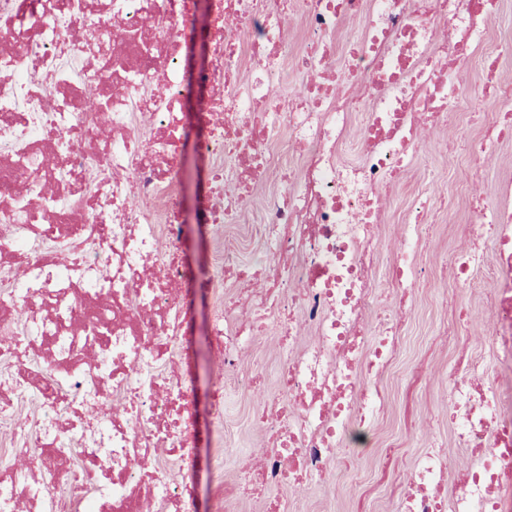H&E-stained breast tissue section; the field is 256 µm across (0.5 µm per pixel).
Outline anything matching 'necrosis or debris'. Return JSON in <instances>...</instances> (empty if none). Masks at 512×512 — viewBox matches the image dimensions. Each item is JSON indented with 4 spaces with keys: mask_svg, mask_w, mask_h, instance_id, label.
Here are the masks:
<instances>
[{
    "mask_svg": "<svg viewBox=\"0 0 512 512\" xmlns=\"http://www.w3.org/2000/svg\"><path fill=\"white\" fill-rule=\"evenodd\" d=\"M488 2L224 0L238 32L213 42L198 74L214 121L197 144L210 180L197 221L214 232L216 284L230 270L260 280L237 263L225 228L277 174L251 227L277 272L246 296L218 293L212 346L229 369L264 333L286 344L278 392L258 370L239 381L267 446L255 471L230 480L216 449L212 512H237L256 479L294 490L330 476L357 481L347 451L383 417L380 379L402 350L403 325L375 281L402 293L423 285L416 253L427 217L455 213L461 199L424 169L385 259V189L426 156L425 127L450 130L471 163L512 142V80L499 74L512 34L485 53ZM291 14L303 35L283 67L275 58ZM443 25L466 35L474 83L453 78ZM188 29L186 0H0V361L18 369L0 391V418L37 405L40 419L15 429L10 453L42 463L0 474V512L24 502L37 512H193L190 484L171 468L192 460L186 427L172 425L187 389L167 369L186 274L173 163ZM288 68L298 85L284 93ZM502 184L470 202L471 252L439 262L458 287L491 283L496 367L512 372L511 169ZM29 351L45 360L36 380L23 372ZM486 374L476 362L448 384L466 472L452 480L442 448L425 449L389 512H512V384Z\"/></svg>",
    "mask_w": 512,
    "mask_h": 512,
    "instance_id": "obj_1",
    "label": "necrosis or debris"
}]
</instances>
